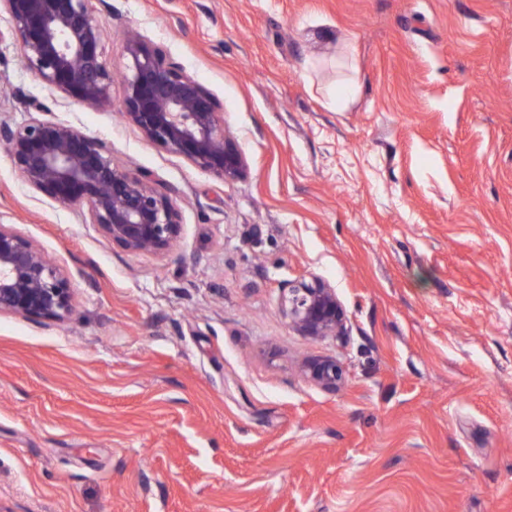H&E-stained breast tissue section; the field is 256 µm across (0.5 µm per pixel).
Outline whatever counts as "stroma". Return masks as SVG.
Returning a JSON list of instances; mask_svg holds the SVG:
<instances>
[{
	"instance_id": "stroma-1",
	"label": "stroma",
	"mask_w": 512,
	"mask_h": 512,
	"mask_svg": "<svg viewBox=\"0 0 512 512\" xmlns=\"http://www.w3.org/2000/svg\"><path fill=\"white\" fill-rule=\"evenodd\" d=\"M214 95L247 160L219 180L21 64L42 104L177 190L170 254L112 245L0 149V224L74 313L0 315V512H512V0H90ZM355 81L343 110L330 98ZM318 276L340 336L288 324ZM335 358L339 390L302 376Z\"/></svg>"
}]
</instances>
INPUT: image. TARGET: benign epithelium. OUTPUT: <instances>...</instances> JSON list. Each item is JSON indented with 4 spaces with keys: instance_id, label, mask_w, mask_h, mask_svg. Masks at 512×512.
<instances>
[{
    "instance_id": "obj_1",
    "label": "benign epithelium",
    "mask_w": 512,
    "mask_h": 512,
    "mask_svg": "<svg viewBox=\"0 0 512 512\" xmlns=\"http://www.w3.org/2000/svg\"><path fill=\"white\" fill-rule=\"evenodd\" d=\"M27 69L43 83L93 108L112 107V70L102 47L103 23L88 0H0ZM120 114L142 137L183 156L222 181L240 177L245 159L227 135L213 94L139 35L122 47ZM0 146L26 184L79 211L108 241L133 253L167 255L181 231L174 190L117 162L98 138L52 118L13 123L0 116ZM288 319L304 336H339L345 315L336 289L312 277L288 284ZM73 312L69 277L11 224H0V314L62 322ZM312 383L335 390L345 382L334 359L303 362Z\"/></svg>"
}]
</instances>
